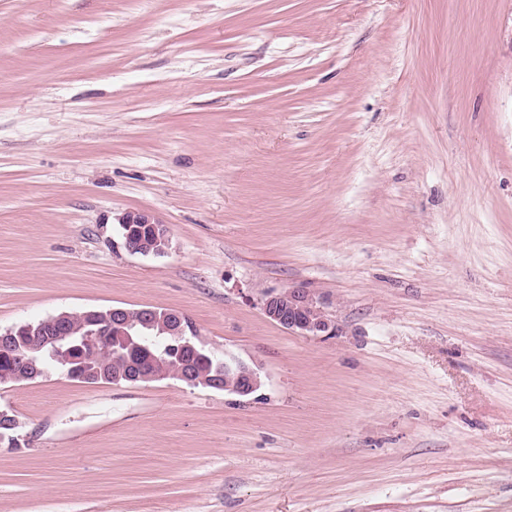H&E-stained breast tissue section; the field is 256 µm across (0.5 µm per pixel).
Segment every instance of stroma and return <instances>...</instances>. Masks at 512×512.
Instances as JSON below:
<instances>
[{"instance_id":"1","label":"stroma","mask_w":512,"mask_h":512,"mask_svg":"<svg viewBox=\"0 0 512 512\" xmlns=\"http://www.w3.org/2000/svg\"><path fill=\"white\" fill-rule=\"evenodd\" d=\"M112 306L260 389L0 384V512H512V0H0V328ZM119 224L125 228L130 224H145L150 228L146 236H132L124 233L123 246L132 253L163 254L169 245L167 228L164 224L155 222L151 217L141 212H126L119 218ZM121 227V229H122ZM123 231V229H122ZM262 310L269 320L295 334L331 336L336 332L322 302L302 286L269 296Z\"/></svg>"}]
</instances>
